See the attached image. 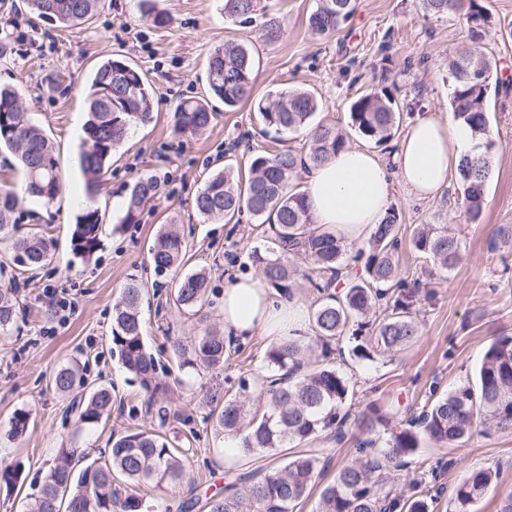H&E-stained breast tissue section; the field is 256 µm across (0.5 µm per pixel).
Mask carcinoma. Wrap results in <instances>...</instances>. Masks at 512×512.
Returning a JSON list of instances; mask_svg holds the SVG:
<instances>
[{"mask_svg": "<svg viewBox=\"0 0 512 512\" xmlns=\"http://www.w3.org/2000/svg\"><path fill=\"white\" fill-rule=\"evenodd\" d=\"M100 0H28L30 11L75 26L89 22ZM432 15L455 13L463 18L475 40L496 34L497 22L484 0H423ZM260 9V0H224V13L240 24H249ZM355 12V0H318L309 15V28L328 35ZM496 64L482 53L460 52L449 60V103L454 118L481 137L474 150L458 165L461 193L470 222L481 220L491 166L493 142L488 140L489 117L484 108ZM255 57L245 42L226 41L211 50L205 68L207 95L226 107L252 97ZM112 102L104 99L105 88ZM18 92L0 88V147L16 152L25 172L28 195L51 204L62 191V177L55 147L26 109L16 104ZM153 86L135 66L123 58L102 62L92 73L85 128L89 147L79 166L89 194H97L131 127L149 123ZM318 109L316 96L307 90L279 94L271 102H258L264 125L278 135L307 128L303 151H261L247 160L248 177L228 165L215 172L198 192L194 206L206 220L232 218L243 213L271 232V246L253 250L252 264L276 294L293 300L299 280L320 294L311 314L313 345L291 336L271 344L265 352L267 373L253 391L241 382V393L224 400L208 419L216 436L234 441L242 455L256 450L277 452L292 445L307 449L282 458L278 467L238 475L224 495L205 503L208 512H294L324 479L325 467L311 446L321 440L344 441L355 405V384L336 367L331 355H349L373 362L411 342L419 331L417 315L422 305L435 298L427 279L443 276L461 259L463 241L442 224H421L410 234L409 247L433 261L434 271L425 278L403 277L396 255L403 244L400 215L388 209L366 243L345 261L343 237L315 224L305 192L292 183L299 172L319 165L348 147L347 136L333 125L311 124ZM216 113L203 102L183 101L174 111V132L193 138L205 132ZM351 128L378 146L392 140L402 112L396 98L385 91L359 96L349 108ZM159 192L150 176L138 178L130 191L124 223L136 222L141 209ZM19 197L0 190V238L13 241L25 263L46 266L53 261L54 241L39 228L15 235L11 216ZM99 213L87 210L77 216L71 237L72 252L90 258L99 248ZM187 245L170 230L161 233L151 249L157 271L180 265ZM300 260L303 270L290 264ZM208 272L186 274L173 289V301L184 312L198 317L207 302ZM143 288L127 282L113 307L112 353L123 368L153 393L160 369L148 350L142 322ZM20 306L10 288L0 289V334L14 328ZM179 367L209 369L230 360L237 349L226 346L224 334L208 326L197 336L174 345ZM76 367L59 369L52 378L54 389L67 393L80 381ZM77 424L92 428L112 415V388L98 386L77 403ZM485 415L502 429L512 428V336L495 339L484 351L474 383L460 384L428 398L423 405L389 428L388 416L377 407L361 413L363 434L358 456L339 467L334 479L319 494L315 512H434L444 487L442 473L453 461L437 460L413 465L421 441L452 444L471 437L478 417ZM30 413L19 409L11 418L10 433H26ZM74 448L57 450L56 463L48 470L39 495L27 504V512H165V496L184 476L183 459L167 436L146 426L131 428L113 440L111 448L76 471L71 465ZM496 475L473 472L457 486L449 499L450 512H470Z\"/></svg>", "mask_w": 512, "mask_h": 512, "instance_id": "cac0c4a2", "label": "carcinoma"}]
</instances>
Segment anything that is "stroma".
Wrapping results in <instances>:
<instances>
[{
    "label": "stroma",
    "mask_w": 512,
    "mask_h": 512,
    "mask_svg": "<svg viewBox=\"0 0 512 512\" xmlns=\"http://www.w3.org/2000/svg\"><path fill=\"white\" fill-rule=\"evenodd\" d=\"M317 0H261L252 24L242 26L224 15V0H102L96 16L79 27H64L36 18L26 0H0V86L18 89L32 121L56 146L64 189L53 204L23 197L12 215L19 230L38 224L55 241L53 263L32 271L9 241L0 240V288L13 289L21 300L23 319L17 330L0 335V465L21 468L20 492L0 491V512H20L35 497L58 448L79 449L98 457L113 438L145 425L167 436L185 451L180 484L168 493L173 512L193 500L192 512H204L203 501L223 493L237 473L275 466L274 457L254 452L238 466L224 463L223 443L206 415L237 394L239 380L260 383L265 339L242 342L224 367L187 372L179 369L171 343L198 334L196 318L173 303V288L185 273L206 268L212 324L223 326L218 307L230 278L255 275L249 255L265 248L257 223L245 216L237 222L206 220L193 201L209 175L250 153L306 146L305 132L277 142L263 132L258 100H272L293 89H308L318 98L316 120L348 133L350 146L364 141L351 132L349 105L361 93L385 89L399 101L404 124L418 116L450 111L448 62L460 49L481 50L495 57L498 70L512 72V0H486L500 24L498 35L474 40L455 14L434 16L421 0H356L347 24L328 36L313 35L307 18ZM165 12L170 23L158 29L149 9ZM277 18L278 40L267 41L263 23ZM227 40L246 41L256 58L253 99L232 110H220L214 124L194 138L173 132L176 106L205 95L204 70L210 50ZM122 57L151 82L154 119L131 128L124 146L97 195L87 196L79 153L87 146V81L100 61ZM484 106L490 132L498 144L487 182L480 223L466 218L458 199V179H450L432 201L415 199L393 185L391 205L406 227L444 224L463 240L459 264L434 286L435 299L419 315V333L391 356L343 370L356 384L360 405L376 404L399 424L407 408L424 402L431 384L447 391L472 379L488 345L512 336V245L496 244L498 225L512 224V90L490 93ZM143 175L160 185L157 198L124 223L130 189ZM100 210L101 245L87 261L75 258L70 232L78 214ZM174 225L187 244L181 266L155 271L150 249L161 230ZM142 283L150 300L143 310L146 343L161 360V387L153 407H146L138 380L112 355V309L128 277ZM75 293L78 306L59 320L47 289ZM79 365L84 386L67 394L50 383L60 368ZM111 387V418L81 430L74 404L88 389ZM30 413L26 433L14 438L9 421L15 410ZM421 459L452 460L444 474L454 489L476 469L496 473L494 486L471 512H498L512 493V429L495 424L478 427L462 444L426 439Z\"/></svg>",
    "instance_id": "obj_1"
}]
</instances>
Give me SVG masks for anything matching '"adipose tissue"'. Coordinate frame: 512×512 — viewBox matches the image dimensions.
I'll return each instance as SVG.
<instances>
[{
  "label": "adipose tissue",
  "mask_w": 512,
  "mask_h": 512,
  "mask_svg": "<svg viewBox=\"0 0 512 512\" xmlns=\"http://www.w3.org/2000/svg\"><path fill=\"white\" fill-rule=\"evenodd\" d=\"M475 144L471 130L451 117H418L398 140L392 162L362 148L345 149L313 167L306 177V197L316 224L358 239L381 222L400 183L418 198L434 200ZM304 305L271 301L263 280L246 277L224 288V335H303Z\"/></svg>",
  "instance_id": "ef3b65f1"
}]
</instances>
